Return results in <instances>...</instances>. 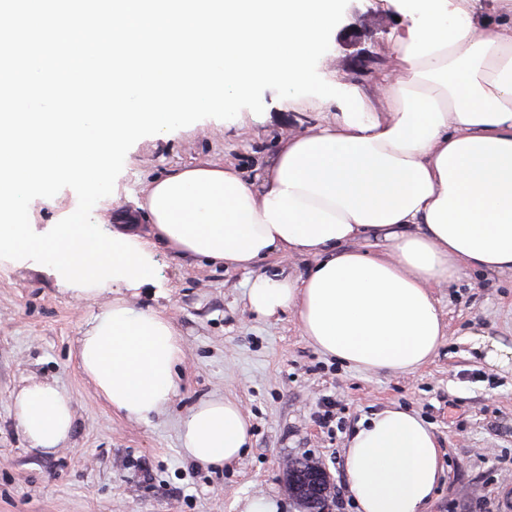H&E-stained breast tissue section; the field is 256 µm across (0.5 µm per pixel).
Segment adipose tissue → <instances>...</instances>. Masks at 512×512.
<instances>
[{
  "mask_svg": "<svg viewBox=\"0 0 512 512\" xmlns=\"http://www.w3.org/2000/svg\"><path fill=\"white\" fill-rule=\"evenodd\" d=\"M390 44L400 69L384 78L383 112H338L281 137L271 164L246 176L202 160L146 182L145 252L252 271L247 306L285 312L320 353L370 373L413 372L445 335L434 285L469 269L512 273V0L500 23H472L476 0H415ZM382 235L384 249L364 248ZM310 257L304 276L255 273L263 260ZM116 296L78 338L81 369L112 411L141 421L180 388L182 338L160 310ZM17 426L44 453L71 440L70 399L33 380L11 397ZM183 455L201 466L238 460L251 445L241 405L215 396L182 416ZM356 512H422L444 474L438 439L393 405L363 419L345 447Z\"/></svg>",
  "mask_w": 512,
  "mask_h": 512,
  "instance_id": "ef3b65f1",
  "label": "adipose tissue"
}]
</instances>
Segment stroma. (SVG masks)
<instances>
[{
    "instance_id": "obj_1",
    "label": "stroma",
    "mask_w": 512,
    "mask_h": 512,
    "mask_svg": "<svg viewBox=\"0 0 512 512\" xmlns=\"http://www.w3.org/2000/svg\"><path fill=\"white\" fill-rule=\"evenodd\" d=\"M410 11L408 0H350L333 30L322 78H336L349 112H382V74L395 72L389 43ZM245 132L208 119L168 141L138 140L113 195L136 210L143 185L171 169L207 159L255 174L276 143L323 120L320 98L285 106L274 91ZM158 283L139 289L136 306L163 309L182 337V387L150 422L112 413L74 357L94 313L73 300L38 262L0 263V512H238L245 497H281L287 512H308L292 493L287 463L310 460L328 476L324 512H354L343 447L365 417L399 405L433 427L445 476L426 512H512V371L490 366L482 337L512 345V273L465 271L434 287L446 336L437 355L412 374L367 373L325 357L293 313L262 320L246 305L249 271L155 254ZM55 382L71 399L75 431L67 447L29 448L10 398L29 379ZM214 395L234 398L251 423L252 445L236 462L203 468L179 450L177 424ZM334 417L316 416L324 401Z\"/></svg>"
}]
</instances>
